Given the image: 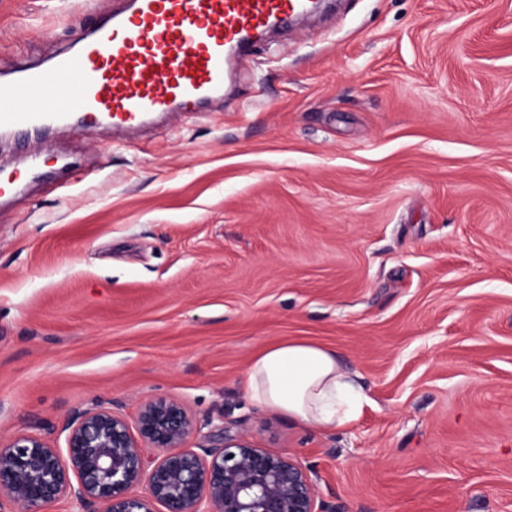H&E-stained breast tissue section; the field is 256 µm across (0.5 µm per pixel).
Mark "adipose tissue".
<instances>
[{
    "label": "adipose tissue",
    "mask_w": 512,
    "mask_h": 512,
    "mask_svg": "<svg viewBox=\"0 0 512 512\" xmlns=\"http://www.w3.org/2000/svg\"><path fill=\"white\" fill-rule=\"evenodd\" d=\"M246 391L257 405L319 429H336L359 413L365 395L335 350L281 341L256 353L246 368Z\"/></svg>",
    "instance_id": "ef3b65f1"
}]
</instances>
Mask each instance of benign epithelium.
Returning <instances> with one entry per match:
<instances>
[{"mask_svg": "<svg viewBox=\"0 0 512 512\" xmlns=\"http://www.w3.org/2000/svg\"><path fill=\"white\" fill-rule=\"evenodd\" d=\"M194 430L185 407L161 396L132 424L107 407L66 419L63 450L17 433L0 443V499L13 512H47L61 499L82 512H322L292 457L232 438L196 451L185 447Z\"/></svg>", "mask_w": 512, "mask_h": 512, "instance_id": "1", "label": "benign epithelium"}]
</instances>
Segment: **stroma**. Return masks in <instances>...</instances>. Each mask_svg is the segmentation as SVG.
<instances>
[{"label": "stroma", "instance_id": "1", "mask_svg": "<svg viewBox=\"0 0 512 512\" xmlns=\"http://www.w3.org/2000/svg\"><path fill=\"white\" fill-rule=\"evenodd\" d=\"M125 0H0V73ZM0 440L181 400L191 448L296 458L323 512H512V0H336L138 131L0 140ZM335 349L359 416L246 395ZM252 402L319 429H336L359 413L365 395L336 351L306 341H281L256 353L246 368Z\"/></svg>", "mask_w": 512, "mask_h": 512}]
</instances>
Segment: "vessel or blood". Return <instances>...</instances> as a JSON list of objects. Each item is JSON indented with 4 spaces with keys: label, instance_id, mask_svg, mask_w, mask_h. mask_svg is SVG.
I'll list each match as a JSON object with an SVG mask.
<instances>
[{
    "label": "vessel or blood",
    "instance_id": "b4317fda",
    "mask_svg": "<svg viewBox=\"0 0 512 512\" xmlns=\"http://www.w3.org/2000/svg\"><path fill=\"white\" fill-rule=\"evenodd\" d=\"M308 8V0H131L50 66L22 64L0 80V132L129 128L193 110L223 96L232 52Z\"/></svg>",
    "mask_w": 512,
    "mask_h": 512
}]
</instances>
